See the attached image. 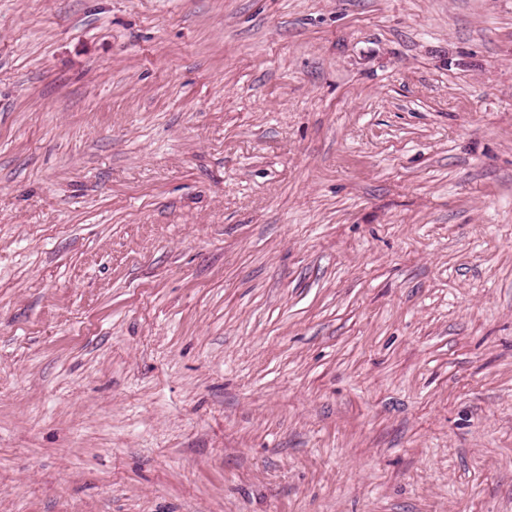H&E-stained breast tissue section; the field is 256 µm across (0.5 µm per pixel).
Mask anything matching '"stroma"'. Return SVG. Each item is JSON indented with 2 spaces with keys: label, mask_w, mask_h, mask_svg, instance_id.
<instances>
[{
  "label": "stroma",
  "mask_w": 512,
  "mask_h": 512,
  "mask_svg": "<svg viewBox=\"0 0 512 512\" xmlns=\"http://www.w3.org/2000/svg\"><path fill=\"white\" fill-rule=\"evenodd\" d=\"M0 512H512V0H0Z\"/></svg>",
  "instance_id": "1"
}]
</instances>
